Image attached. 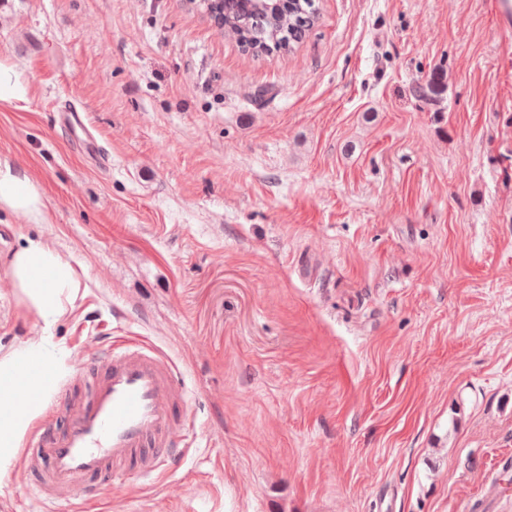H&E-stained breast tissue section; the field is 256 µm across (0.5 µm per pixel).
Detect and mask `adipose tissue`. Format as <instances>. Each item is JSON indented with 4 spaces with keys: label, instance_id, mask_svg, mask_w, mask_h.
<instances>
[{
    "label": "adipose tissue",
    "instance_id": "adipose-tissue-1",
    "mask_svg": "<svg viewBox=\"0 0 512 512\" xmlns=\"http://www.w3.org/2000/svg\"><path fill=\"white\" fill-rule=\"evenodd\" d=\"M1 209L37 224L48 219L45 198L35 182L6 162H0ZM7 275L22 302L45 325L73 311L81 273L49 243L31 240L16 250ZM65 370L64 352L43 339L0 355V482L9 478L22 442L43 409L42 395Z\"/></svg>",
    "mask_w": 512,
    "mask_h": 512
}]
</instances>
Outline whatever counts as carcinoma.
<instances>
[{
	"label": "carcinoma",
	"instance_id": "obj_1",
	"mask_svg": "<svg viewBox=\"0 0 512 512\" xmlns=\"http://www.w3.org/2000/svg\"><path fill=\"white\" fill-rule=\"evenodd\" d=\"M220 8L224 36L242 52L260 57L290 54L319 20L315 0H211Z\"/></svg>",
	"mask_w": 512,
	"mask_h": 512
}]
</instances>
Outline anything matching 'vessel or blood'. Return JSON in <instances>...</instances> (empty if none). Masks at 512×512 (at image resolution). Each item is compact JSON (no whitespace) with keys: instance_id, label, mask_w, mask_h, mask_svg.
<instances>
[{"instance_id":"1","label":"vessel or blood","mask_w":512,"mask_h":512,"mask_svg":"<svg viewBox=\"0 0 512 512\" xmlns=\"http://www.w3.org/2000/svg\"><path fill=\"white\" fill-rule=\"evenodd\" d=\"M185 393L174 363L146 342L116 341L47 403L23 451L22 478L45 503L91 504L117 475L171 462Z\"/></svg>"}]
</instances>
